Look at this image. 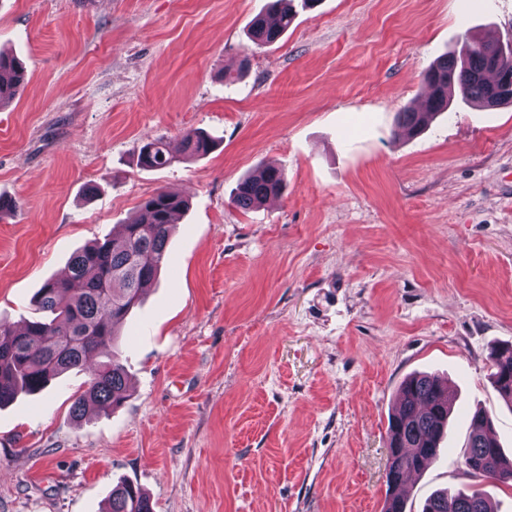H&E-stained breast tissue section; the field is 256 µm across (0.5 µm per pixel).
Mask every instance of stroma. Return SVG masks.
I'll use <instances>...</instances> for the list:
<instances>
[{
	"instance_id": "stroma-1",
	"label": "stroma",
	"mask_w": 512,
	"mask_h": 512,
	"mask_svg": "<svg viewBox=\"0 0 512 512\" xmlns=\"http://www.w3.org/2000/svg\"><path fill=\"white\" fill-rule=\"evenodd\" d=\"M267 2L0 0L27 78L0 108V320L155 192L189 201L118 340L124 405L74 419L72 370L0 409V512H104L121 482L153 512H383L388 417L416 372L454 401L413 512L470 485L475 409L512 452L487 360L512 343V106L455 91L420 135L396 124L465 38L512 35V0H319L257 47ZM185 128L214 149L184 159ZM157 138L178 163L139 167ZM263 166L286 191L237 208Z\"/></svg>"
}]
</instances>
